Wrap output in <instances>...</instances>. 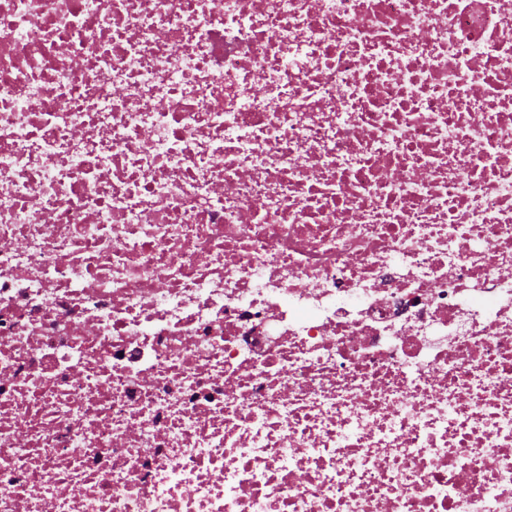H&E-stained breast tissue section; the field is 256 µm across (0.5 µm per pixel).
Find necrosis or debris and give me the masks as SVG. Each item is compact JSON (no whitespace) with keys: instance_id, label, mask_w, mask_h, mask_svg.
I'll return each mask as SVG.
<instances>
[{"instance_id":"necrosis-or-debris-1","label":"necrosis or debris","mask_w":512,"mask_h":512,"mask_svg":"<svg viewBox=\"0 0 512 512\" xmlns=\"http://www.w3.org/2000/svg\"><path fill=\"white\" fill-rule=\"evenodd\" d=\"M0 512H512V0H0Z\"/></svg>"}]
</instances>
